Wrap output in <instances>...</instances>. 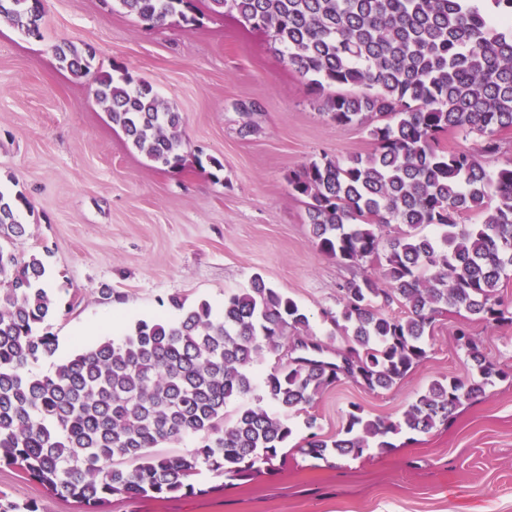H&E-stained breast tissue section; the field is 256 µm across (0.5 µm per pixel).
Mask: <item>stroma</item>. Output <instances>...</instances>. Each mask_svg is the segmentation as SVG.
<instances>
[{
	"label": "stroma",
	"instance_id": "35a3bbf8",
	"mask_svg": "<svg viewBox=\"0 0 512 512\" xmlns=\"http://www.w3.org/2000/svg\"><path fill=\"white\" fill-rule=\"evenodd\" d=\"M42 13L37 38L0 23V189L29 199L20 212L27 234L13 248L43 256L60 308L49 326L58 350L39 371L97 339L121 338L136 320L176 319L173 296L221 311L225 296L258 275L326 336L323 314L336 311L339 284L380 269L317 250L288 176L324 156L369 154L367 125L333 123L322 95L264 33L211 13L205 0L160 25L103 0H42ZM64 43L91 52L89 75L60 68L52 48ZM119 70L182 114L183 170L152 167L96 103L93 75ZM239 100L259 103L258 132L243 133ZM463 324L488 359L512 367V326L448 310L430 330L427 359L396 385L371 391L343 380L293 414L296 432L274 470L243 480L205 472L199 494L113 498L97 512H512V376L463 401L448 424L394 436L387 452L314 458L300 450L309 433L336 435L352 405L395 420L432 381L468 377L456 336ZM0 493L36 502L39 512H84L3 463Z\"/></svg>",
	"mask_w": 512,
	"mask_h": 512
}]
</instances>
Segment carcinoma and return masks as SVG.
Listing matches in <instances>:
<instances>
[{
    "label": "carcinoma",
    "instance_id": "cac0c4a2",
    "mask_svg": "<svg viewBox=\"0 0 512 512\" xmlns=\"http://www.w3.org/2000/svg\"><path fill=\"white\" fill-rule=\"evenodd\" d=\"M141 20L174 15L187 0H116ZM244 28L266 33L313 90L331 87L325 110L338 125L371 121L373 151L342 162L312 160L289 180L305 204L318 250L342 263L377 261L381 279L339 288L325 317L341 333L336 350L310 330L306 311L256 276L224 298L173 320L139 319L118 340L105 338L49 374L32 366L54 356L43 325L57 313L44 286L46 266L0 245V463L86 509L108 499L192 495L202 469L229 479L274 467L293 435L289 419L328 387L350 378L389 388L428 357L426 331L448 308L489 325H512L503 279L512 271V158L499 161L512 130V0H207ZM5 19L41 36V0H0ZM75 75L89 69L73 49L54 48ZM112 126L158 169L185 165L183 117L152 86L123 73L100 74L93 90ZM242 130L256 129L260 106L240 102ZM447 133L478 139V149L440 147ZM29 202L0 191V241L26 235ZM479 217L465 224V216ZM432 226L435 234L417 229ZM397 304L403 314L386 308ZM472 374L435 380L397 421L370 418L354 404L331 440L312 433L300 451L360 456L392 447L389 435L427 433L504 371L466 327ZM278 357L256 404L224 421L228 404L255 390L254 370ZM269 402L278 409L270 413ZM193 434L184 455L154 452Z\"/></svg>",
    "mask_w": 512,
    "mask_h": 512
}]
</instances>
